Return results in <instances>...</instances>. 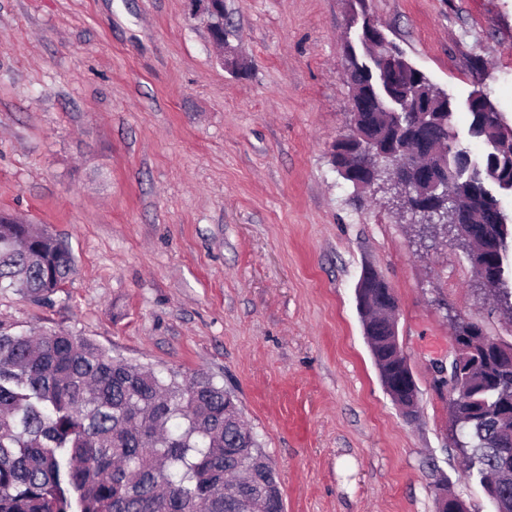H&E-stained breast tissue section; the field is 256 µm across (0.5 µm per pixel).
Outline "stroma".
<instances>
[{"mask_svg":"<svg viewBox=\"0 0 512 512\" xmlns=\"http://www.w3.org/2000/svg\"><path fill=\"white\" fill-rule=\"evenodd\" d=\"M456 101L512 119V0H366ZM240 72L195 0H0V213L67 244L49 302L0 291V326L65 331L234 395L285 512H437L447 481L495 512L451 442L449 313L512 344V318L455 242L421 240L380 191L333 169L348 131L345 0H224ZM398 304L420 415L381 384L357 308L365 268Z\"/></svg>","mask_w":512,"mask_h":512,"instance_id":"obj_1","label":"stroma"}]
</instances>
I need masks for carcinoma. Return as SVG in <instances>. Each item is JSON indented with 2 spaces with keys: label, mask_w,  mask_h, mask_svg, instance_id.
Instances as JSON below:
<instances>
[{
  "label": "carcinoma",
  "mask_w": 512,
  "mask_h": 512,
  "mask_svg": "<svg viewBox=\"0 0 512 512\" xmlns=\"http://www.w3.org/2000/svg\"><path fill=\"white\" fill-rule=\"evenodd\" d=\"M383 50L363 40L347 46L350 84L379 97L384 108L353 114L384 152L408 149L417 160L437 152L448 170V198L412 205L425 210L410 225L418 234L472 240V266L492 279L487 295L512 310L507 284L512 216L496 195L512 193V126L487 94L470 93L469 135L484 145L481 159L456 146L455 102L406 58L399 77L384 80ZM431 104L424 119L437 128L435 145L407 136L417 120L405 103ZM360 141L339 142L334 163L344 181ZM75 271L70 250L32 224L0 218V290L46 303ZM372 318L361 316L382 384L402 372L389 327L377 315L391 296L371 289ZM466 402L455 413L469 476L484 484L497 512H512V478L500 477V448H512V345L500 352L472 342L462 376ZM227 391L198 371L178 380L113 357L94 341L54 331L15 334L0 327V512H259L281 494L276 469L226 402Z\"/></svg>",
  "instance_id": "carcinoma-1"
}]
</instances>
